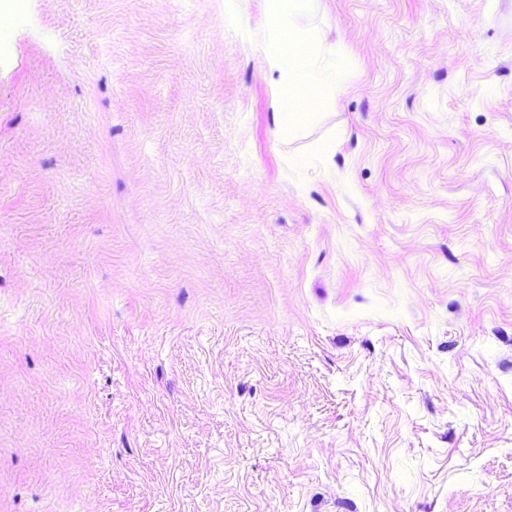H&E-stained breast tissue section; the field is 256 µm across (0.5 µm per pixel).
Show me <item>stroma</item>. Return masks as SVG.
<instances>
[{
	"mask_svg": "<svg viewBox=\"0 0 512 512\" xmlns=\"http://www.w3.org/2000/svg\"><path fill=\"white\" fill-rule=\"evenodd\" d=\"M0 0V512H512V0ZM266 23L274 35L288 32V37L297 43H305L306 34L298 29L295 24L296 17L305 6L306 0H267ZM271 72L278 71L286 79L278 85L276 103V128L281 137H288L302 122L305 113L298 112L294 98L288 96L290 88L312 89L316 93H329L341 88L345 73L330 50H307L301 56H295L282 50L267 56Z\"/></svg>",
	"mask_w": 512,
	"mask_h": 512,
	"instance_id": "1",
	"label": "stroma"
}]
</instances>
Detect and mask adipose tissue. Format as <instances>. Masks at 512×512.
Returning a JSON list of instances; mask_svg holds the SVG:
<instances>
[{
  "mask_svg": "<svg viewBox=\"0 0 512 512\" xmlns=\"http://www.w3.org/2000/svg\"><path fill=\"white\" fill-rule=\"evenodd\" d=\"M267 3L265 20L272 33H285L295 42H305L307 36L297 28L295 20L307 0H267ZM267 62L270 71L285 76L278 86L276 103V128L283 137L290 135L304 118L289 94L290 89L306 88L323 94L341 88L345 81L340 63L334 52L329 50H308L299 56L283 50L269 56Z\"/></svg>",
  "mask_w": 512,
  "mask_h": 512,
  "instance_id": "adipose-tissue-1",
  "label": "adipose tissue"
}]
</instances>
